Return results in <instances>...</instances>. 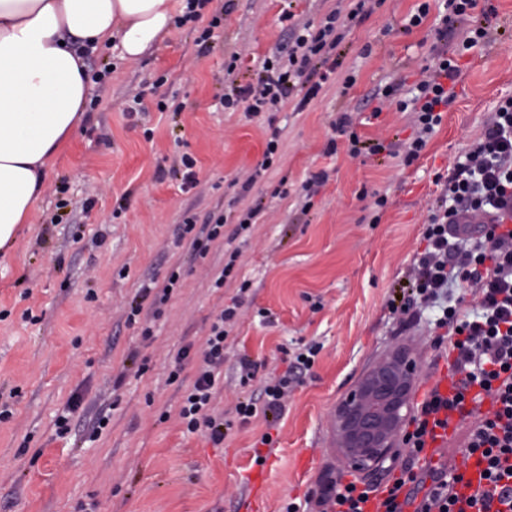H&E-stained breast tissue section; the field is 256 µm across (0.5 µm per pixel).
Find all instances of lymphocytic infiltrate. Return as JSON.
I'll return each instance as SVG.
<instances>
[{"label":"lymphocytic infiltrate","instance_id":"obj_1","mask_svg":"<svg viewBox=\"0 0 512 512\" xmlns=\"http://www.w3.org/2000/svg\"><path fill=\"white\" fill-rule=\"evenodd\" d=\"M382 2L349 0L348 12H332L316 30L294 23L292 11L283 12L291 30L287 54L264 60L254 83L225 96V108L254 116L278 111L282 103L293 98L297 109H304L335 74L336 50L348 24L363 20L367 4ZM476 5L477 0H447V11L435 25L439 41L435 62L421 69L416 96L408 101L397 98L394 84L375 95L373 116H380L382 104L391 100L398 111L414 113L412 138L389 144L362 141L344 114L332 125L333 135L325 145L324 156H336L337 139L344 136L350 156L386 150L402 156L404 163L416 160L456 96L455 85L462 75L460 59L489 34L488 20L496 13L492 6L483 11L484 23L466 29L456 42L448 40L449 21L469 17ZM435 182L441 191L424 233L427 245L413 268L414 287L428 299L457 280L479 296L480 315L470 316L458 299L442 323L448 336V370L458 377L462 390L446 401L435 393L420 402L411 420L413 429L407 434L412 462L401 468L398 477L382 486L362 487L354 481L328 486L321 502L335 507L336 512H364L373 496L381 497L384 512H403L399 497L410 483L425 490L415 512H457L461 502L472 512H512V226L499 222L501 209L512 202V97L499 102L482 137L464 160L447 174L437 175ZM236 316L237 308L231 305L214 317L200 352L196 378L185 391L178 412L188 432H203L216 445L223 444L231 428L229 421L212 411L211 402L224 372L225 326ZM311 365L310 357L301 353L283 375L267 378L258 397L238 403L236 413L241 422L246 424L259 416L281 417L291 384L300 382L301 371ZM473 386L495 391L498 407L483 414L467 436L465 452L477 456L481 470L477 489L464 498L457 489L463 477L456 470L425 474L416 472L415 465L422 459L430 416L442 404H462L465 390Z\"/></svg>","mask_w":512,"mask_h":512}]
</instances>
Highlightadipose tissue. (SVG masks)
Segmentation results:
<instances>
[{
  "mask_svg": "<svg viewBox=\"0 0 512 512\" xmlns=\"http://www.w3.org/2000/svg\"><path fill=\"white\" fill-rule=\"evenodd\" d=\"M175 0H0V249L41 193L47 169L86 117L80 49L118 41L140 60L166 35Z\"/></svg>",
  "mask_w": 512,
  "mask_h": 512,
  "instance_id": "ef3b65f1",
  "label": "adipose tissue"
}]
</instances>
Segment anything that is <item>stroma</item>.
<instances>
[{"mask_svg": "<svg viewBox=\"0 0 512 512\" xmlns=\"http://www.w3.org/2000/svg\"><path fill=\"white\" fill-rule=\"evenodd\" d=\"M418 2L385 0L346 33L341 70L357 79L348 92L333 82L303 111L287 105L270 118L224 109L222 99L287 48L283 9L316 26L338 0H233L201 46L197 36L222 11V0H211L139 61L121 60L114 46L89 58L90 72L105 78L90 86L87 119L62 144L26 224L0 254V405L11 411L0 419V512H287L291 505L320 512L331 478H355L331 446L329 417L341 396L398 345L421 362L413 402L446 372L437 323L447 299L407 320L397 308L425 248L436 174L448 173L482 136L497 102L512 96V0H492V35L464 58L456 98L418 159L352 157L343 137L336 158L322 155L343 112L365 139L411 134L410 113L391 105L374 119L367 101L431 64V18L443 0H430V20L405 31ZM234 54L241 64L230 74L225 65ZM139 90L146 111L125 113ZM160 101L166 112H158ZM271 121L281 136L258 186L263 210L243 230L239 219L258 199L240 195L238 184L262 161ZM185 153L196 161L193 188L171 170ZM322 168L327 183L305 201L302 181ZM378 193L388 205L375 224ZM57 212L62 223H51ZM218 215L226 218L224 236L205 257L192 260L187 247H172L185 217L202 223ZM229 262L232 273L213 287ZM174 270L180 285L150 319L152 336L143 337L140 324L127 320L129 304L143 280L162 281ZM237 297L224 385L213 400L225 418L235 419L237 402L259 392L284 354L310 343L321 350L279 420L234 427L217 448L185 433L178 418L197 358L184 363L178 382L168 376L177 350L201 349L214 315ZM134 349L144 371L128 360ZM243 354L263 364L246 385L233 368ZM74 396L72 431L58 438L55 419ZM101 411L110 421L90 436ZM265 432L273 445L257 447Z\"/></svg>", "mask_w": 512, "mask_h": 512, "instance_id": "stroma-1", "label": "stroma"}]
</instances>
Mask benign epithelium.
Listing matches in <instances>:
<instances>
[{"label":"benign epithelium","instance_id":"1","mask_svg":"<svg viewBox=\"0 0 512 512\" xmlns=\"http://www.w3.org/2000/svg\"><path fill=\"white\" fill-rule=\"evenodd\" d=\"M419 372L411 350L394 348L337 402L330 414L332 445L347 468L366 478L389 469L403 442Z\"/></svg>","mask_w":512,"mask_h":512}]
</instances>
